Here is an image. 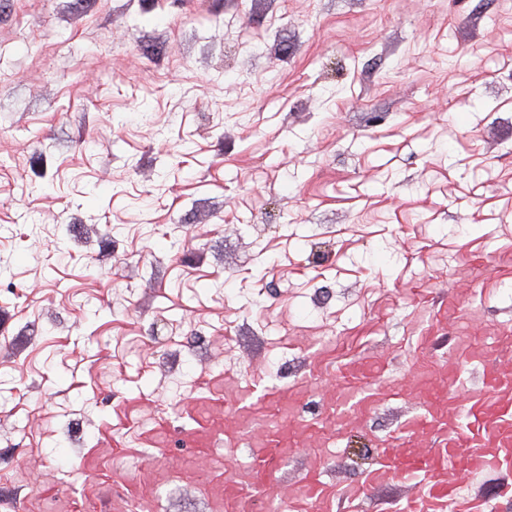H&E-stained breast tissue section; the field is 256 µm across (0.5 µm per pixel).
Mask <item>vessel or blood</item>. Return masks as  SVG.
<instances>
[{
    "mask_svg": "<svg viewBox=\"0 0 512 512\" xmlns=\"http://www.w3.org/2000/svg\"><path fill=\"white\" fill-rule=\"evenodd\" d=\"M451 414L458 420L459 428L444 438L442 456L427 463L402 452L387 455L380 467L368 474V482H377L384 475L413 480L427 473L431 476L429 494L441 495L448 487L436 473L456 458H463L469 472L512 465L511 411L476 402L453 408Z\"/></svg>",
    "mask_w": 512,
    "mask_h": 512,
    "instance_id": "1",
    "label": "vessel or blood"
}]
</instances>
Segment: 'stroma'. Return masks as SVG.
<instances>
[{"mask_svg":"<svg viewBox=\"0 0 512 512\" xmlns=\"http://www.w3.org/2000/svg\"><path fill=\"white\" fill-rule=\"evenodd\" d=\"M491 368L512 0H0V512H512ZM459 421L458 430L443 439L445 452L432 462H422L403 452L386 455L378 469L367 476L368 483H376L382 475L399 479L414 480L422 472L429 475V496L449 492L444 480L436 479L434 473L453 468L454 460L464 448V467L468 472H478L490 468L510 467L512 464V413L509 407L501 408L475 402L469 406L453 408L448 412ZM495 448H487L489 444Z\"/></svg>","mask_w":512,"mask_h":512,"instance_id":"obj_1","label":"stroma"}]
</instances>
